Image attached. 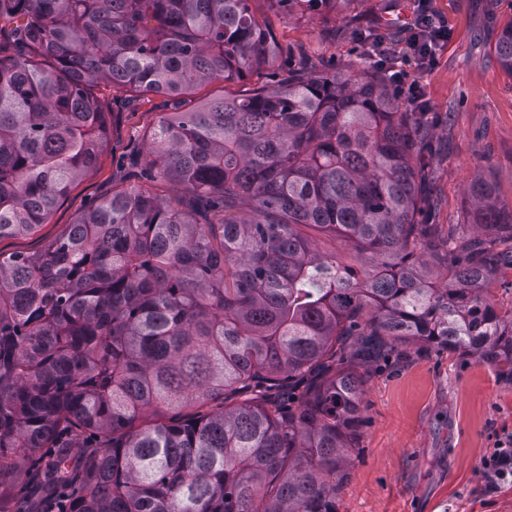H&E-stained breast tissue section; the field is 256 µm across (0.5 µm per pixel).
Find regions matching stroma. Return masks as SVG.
<instances>
[{
    "label": "stroma",
    "mask_w": 512,
    "mask_h": 512,
    "mask_svg": "<svg viewBox=\"0 0 512 512\" xmlns=\"http://www.w3.org/2000/svg\"><path fill=\"white\" fill-rule=\"evenodd\" d=\"M448 25L432 67L407 66L428 107L424 209L434 224H462L469 187L491 181L499 203L512 204V74L494 54L512 23V0H429ZM252 8L274 31L273 65L240 82L196 87L200 102L273 84L289 65L319 70L357 67L379 73L395 64L377 44L398 48L411 35L419 0H349L339 11L281 13L269 0ZM113 119L93 171L71 190L47 224L0 240V253L33 254L66 225L115 191L138 187L170 198L175 188L148 164L146 135L183 104L160 94L100 85ZM512 432V379L460 353L414 345L372 365L362 398L358 446L344 468L337 512H512V486L483 489L481 462L498 436Z\"/></svg>",
    "instance_id": "35a3bbf8"
}]
</instances>
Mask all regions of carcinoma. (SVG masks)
<instances>
[{
	"label": "carcinoma",
	"instance_id": "obj_1",
	"mask_svg": "<svg viewBox=\"0 0 512 512\" xmlns=\"http://www.w3.org/2000/svg\"><path fill=\"white\" fill-rule=\"evenodd\" d=\"M6 30L0 240L47 223L95 168L100 84L176 97L278 55L250 0H0ZM495 54L512 74V25ZM425 139L424 113L363 68L291 69L161 117L148 162L177 196L114 192L41 252L0 253V497L24 466L38 512H337L371 365L418 342L512 377V310L484 295L512 273V211L478 182L473 222L437 243L419 220ZM78 431L97 443L57 449ZM316 237L317 241L315 242V247L319 250L330 252L336 249V253L340 254L344 260L351 262L355 266L362 267L363 269L367 268L364 258L355 250L345 247L344 243L338 238L335 240V237L330 234H320L316 235Z\"/></svg>",
	"mask_w": 512,
	"mask_h": 512
}]
</instances>
